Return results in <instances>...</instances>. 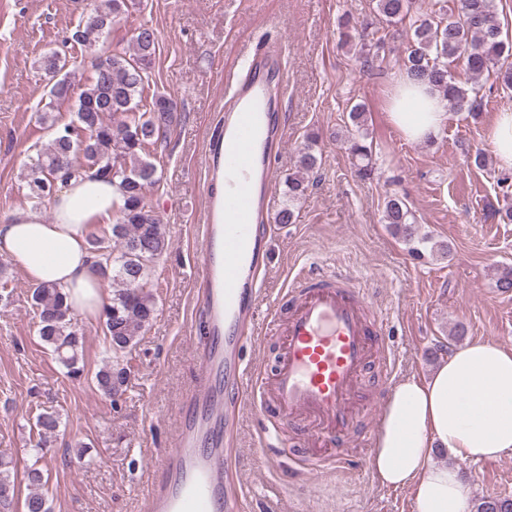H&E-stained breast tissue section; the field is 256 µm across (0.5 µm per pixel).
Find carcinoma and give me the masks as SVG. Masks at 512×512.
I'll return each mask as SVG.
<instances>
[{
	"instance_id": "carcinoma-1",
	"label": "carcinoma",
	"mask_w": 512,
	"mask_h": 512,
	"mask_svg": "<svg viewBox=\"0 0 512 512\" xmlns=\"http://www.w3.org/2000/svg\"><path fill=\"white\" fill-rule=\"evenodd\" d=\"M131 2L99 0L93 13L95 21L78 25L72 39L90 47L105 43L112 25L129 11ZM410 7L411 0H375V12L386 22L395 24L410 19L412 45L402 59V67L412 79L430 84L454 110L466 112L474 119L480 114L478 95L469 94L468 89L454 81L448 70L451 63L464 60L474 79L493 69L497 80L512 88V64L500 62L503 56L512 54V43L502 39L493 0H460L461 18L457 21L413 19ZM156 50L155 31L148 26L140 27L134 37V53L108 51L98 56L97 64L93 65L94 76L77 94L70 72L66 71L67 60L56 53L41 56L38 69L52 84L40 120L49 124L54 136L37 151L21 175L22 188L36 207L52 199L54 184H64L83 171L94 170L104 179L120 180L123 205L112 225V235L90 236L93 251L104 259L100 263L101 274L118 285L102 314L113 360L95 376L98 390L108 399L122 394L127 380L126 368L118 358L131 351L156 318L155 298L148 288V279L153 265L170 247L163 225L147 199V189L159 181L156 165L147 160L149 149L165 141L177 112L174 101L164 94H155L148 104L141 105ZM74 96V118L68 123H57L52 119L55 106ZM115 114L124 116V121L113 124ZM349 118L356 127L349 139V152L357 161L359 174L368 177L374 172L372 146L367 143L368 132L360 106L351 108ZM315 145L316 137H308V144L299 151L297 168H315ZM498 184L503 206L495 213L503 222L512 223V172L502 173ZM287 188L288 205L275 217V223L281 225L294 223V204L306 192L304 179L297 175L288 177ZM383 221L409 245L414 257L424 256L430 239L418 234L416 218L406 197L385 198ZM65 298L63 289L53 284L38 285L31 293L40 340L51 348L67 376L80 377L84 373L83 333ZM36 425V448L41 449L58 431L60 415L45 409L37 415ZM24 479L35 490L24 499L23 512H51L49 499L41 491L45 485L43 470L29 468ZM15 492L16 483L8 474V463L1 461L0 504L12 501ZM474 512H512V498L483 496L475 503Z\"/></svg>"
}]
</instances>
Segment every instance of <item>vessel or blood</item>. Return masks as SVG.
I'll return each instance as SVG.
<instances>
[{
    "instance_id": "b4317fda",
    "label": "vessel or blood",
    "mask_w": 512,
    "mask_h": 512,
    "mask_svg": "<svg viewBox=\"0 0 512 512\" xmlns=\"http://www.w3.org/2000/svg\"><path fill=\"white\" fill-rule=\"evenodd\" d=\"M247 64L200 160L209 190L194 275L208 342L199 348L201 376L163 477L147 489L148 512H247L245 497L224 480L223 438L245 403L272 421L271 455L295 457L297 444L284 432L303 419L333 450L327 459L304 457L307 469L350 464L346 437L366 409L356 399L358 383L372 355L388 348V322L375 297L317 265L299 269L272 305L265 334L281 340L272 373L245 356L242 330L258 313L260 271L272 259L274 239L268 214L278 173L271 151L281 134L269 85L279 73L276 45L253 51Z\"/></svg>"
}]
</instances>
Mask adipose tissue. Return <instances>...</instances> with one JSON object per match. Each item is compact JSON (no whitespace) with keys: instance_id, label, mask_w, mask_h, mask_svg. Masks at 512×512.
<instances>
[{"instance_id":"obj_1","label":"adipose tissue","mask_w":512,"mask_h":512,"mask_svg":"<svg viewBox=\"0 0 512 512\" xmlns=\"http://www.w3.org/2000/svg\"><path fill=\"white\" fill-rule=\"evenodd\" d=\"M404 137L424 142L448 122V102L431 85L399 75L387 104ZM116 184L87 171L60 187L53 222L39 209L0 216V254L13 257L34 284L63 287L73 316L99 315L108 297L100 258L88 237L118 216ZM371 467L381 484L411 487L413 512H469L462 472L432 461L437 451L478 461L512 448V352L473 341L450 352L426 378H409L390 392L375 434Z\"/></svg>"}]
</instances>
